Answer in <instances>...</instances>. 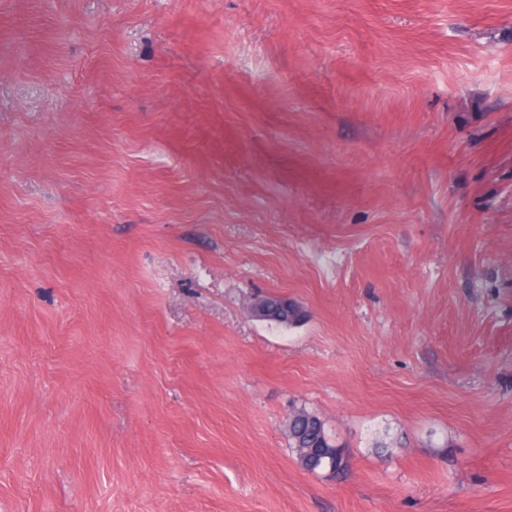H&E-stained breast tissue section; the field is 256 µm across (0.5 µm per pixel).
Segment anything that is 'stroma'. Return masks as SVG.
Returning a JSON list of instances; mask_svg holds the SVG:
<instances>
[{"label":"stroma","instance_id":"stroma-1","mask_svg":"<svg viewBox=\"0 0 512 512\" xmlns=\"http://www.w3.org/2000/svg\"><path fill=\"white\" fill-rule=\"evenodd\" d=\"M0 512H512V0H0ZM288 443L306 471L328 469L340 473L348 467L347 458L329 438L323 420L306 409L295 411L289 418Z\"/></svg>","mask_w":512,"mask_h":512}]
</instances>
